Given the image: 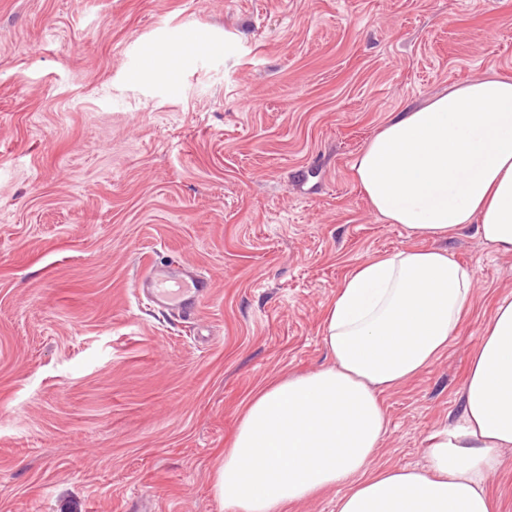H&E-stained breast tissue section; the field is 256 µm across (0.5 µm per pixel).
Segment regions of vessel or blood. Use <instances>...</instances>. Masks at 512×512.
<instances>
[{
	"label": "vessel or blood",
	"mask_w": 512,
	"mask_h": 512,
	"mask_svg": "<svg viewBox=\"0 0 512 512\" xmlns=\"http://www.w3.org/2000/svg\"><path fill=\"white\" fill-rule=\"evenodd\" d=\"M136 295L186 321H195L204 302L213 294L211 277L185 266L171 268L151 265L134 282Z\"/></svg>",
	"instance_id": "vessel-or-blood-1"
}]
</instances>
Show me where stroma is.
Wrapping results in <instances>:
<instances>
[{
  "label": "stroma",
  "instance_id": "obj_1",
  "mask_svg": "<svg viewBox=\"0 0 512 512\" xmlns=\"http://www.w3.org/2000/svg\"><path fill=\"white\" fill-rule=\"evenodd\" d=\"M505 72L512 0H0V512H224L246 395L329 365L348 271L416 243L354 158L393 113ZM445 247L473 309L384 394L382 464L422 465L512 298V254L472 227ZM165 262L215 283L194 323L134 295Z\"/></svg>",
  "mask_w": 512,
  "mask_h": 512
}]
</instances>
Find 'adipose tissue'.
Segmentation results:
<instances>
[{
	"label": "adipose tissue",
	"mask_w": 512,
	"mask_h": 512,
	"mask_svg": "<svg viewBox=\"0 0 512 512\" xmlns=\"http://www.w3.org/2000/svg\"><path fill=\"white\" fill-rule=\"evenodd\" d=\"M372 209L426 240L363 260L328 306V366L250 393L214 474L224 512H287L336 490V512H494L488 474L512 449V299L486 321L453 421L423 468L380 465L383 396L448 349L474 274L441 241L468 226L512 254V75L469 80L393 114L352 164Z\"/></svg>",
	"instance_id": "1"
}]
</instances>
